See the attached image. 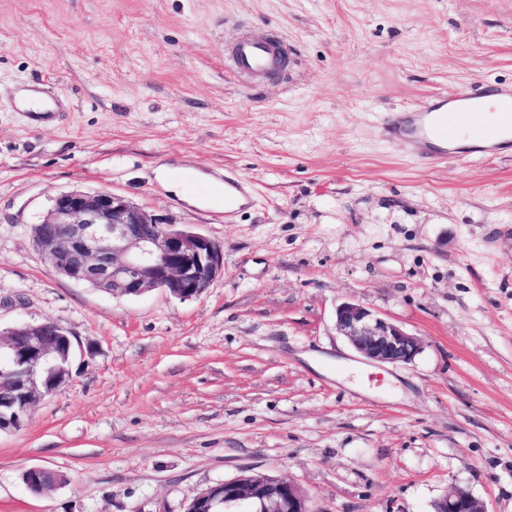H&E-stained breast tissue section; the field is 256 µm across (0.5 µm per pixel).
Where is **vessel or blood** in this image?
I'll return each mask as SVG.
<instances>
[{
    "label": "vessel or blood",
    "mask_w": 512,
    "mask_h": 512,
    "mask_svg": "<svg viewBox=\"0 0 512 512\" xmlns=\"http://www.w3.org/2000/svg\"><path fill=\"white\" fill-rule=\"evenodd\" d=\"M228 67L240 76L267 80L279 68L277 47L264 40L240 41L227 55ZM482 114L484 126L471 125L472 114ZM471 126L473 150L494 152L512 142V85H489L482 89H461L431 99L422 110L392 117L388 131L393 138L414 145L419 154L435 160L447 157L448 148L461 137L464 126ZM209 205L233 213L249 204L246 183L236 175L205 191Z\"/></svg>",
    "instance_id": "b4317fda"
}]
</instances>
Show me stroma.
<instances>
[{
	"instance_id": "stroma-1",
	"label": "stroma",
	"mask_w": 512,
	"mask_h": 512,
	"mask_svg": "<svg viewBox=\"0 0 512 512\" xmlns=\"http://www.w3.org/2000/svg\"><path fill=\"white\" fill-rule=\"evenodd\" d=\"M291 65L248 82L230 43ZM512 84V0H0V331L53 321L90 354L0 432V512H183L209 485L281 476L312 512H433L451 487L512 512V148L430 164L395 113ZM60 113L32 127L21 91ZM252 189L235 215L155 179ZM108 190L223 248L200 298L115 297L30 244L55 195ZM356 300L418 336L361 360ZM41 466L68 482L31 494ZM157 179L163 185V187L179 197L183 201H187L191 204L202 205L203 201L201 199L189 197L186 195L184 191V187L178 176L169 168L161 167L157 170Z\"/></svg>"
}]
</instances>
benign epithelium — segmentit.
<instances>
[{
  "label": "benign epithelium",
  "mask_w": 512,
  "mask_h": 512,
  "mask_svg": "<svg viewBox=\"0 0 512 512\" xmlns=\"http://www.w3.org/2000/svg\"><path fill=\"white\" fill-rule=\"evenodd\" d=\"M33 246L55 272L112 295L137 297L162 291L179 300L204 295L223 273L221 246L189 228L160 221L127 198L109 191L72 190L56 195L29 228ZM336 329L353 349L378 365L412 362L419 337L356 301L336 309ZM75 351L72 334L52 322L24 323L0 332V432L20 427L40 398L68 384ZM50 470L24 472L27 487L52 489ZM225 512H240L257 500L261 512H311L293 481L246 471L211 485L192 498L185 512H211L215 499ZM436 512H488L469 491L455 488L435 503Z\"/></svg>",
  "instance_id": "benign-epithelium-1"
}]
</instances>
